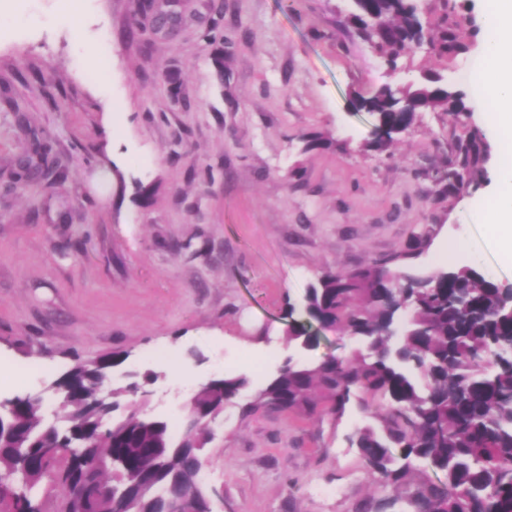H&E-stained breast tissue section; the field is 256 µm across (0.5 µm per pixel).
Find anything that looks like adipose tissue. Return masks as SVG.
Instances as JSON below:
<instances>
[{
    "mask_svg": "<svg viewBox=\"0 0 512 512\" xmlns=\"http://www.w3.org/2000/svg\"><path fill=\"white\" fill-rule=\"evenodd\" d=\"M483 67L472 80L482 87L470 105L487 126L512 136V0H486ZM495 194L486 208L475 213L489 227L501 253L512 257V161L501 163L494 175Z\"/></svg>",
    "mask_w": 512,
    "mask_h": 512,
    "instance_id": "adipose-tissue-1",
    "label": "adipose tissue"
}]
</instances>
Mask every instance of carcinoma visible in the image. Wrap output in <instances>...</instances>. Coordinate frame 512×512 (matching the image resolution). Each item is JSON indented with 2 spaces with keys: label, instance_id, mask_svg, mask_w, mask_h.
Wrapping results in <instances>:
<instances>
[{
  "label": "carcinoma",
  "instance_id": "obj_1",
  "mask_svg": "<svg viewBox=\"0 0 512 512\" xmlns=\"http://www.w3.org/2000/svg\"><path fill=\"white\" fill-rule=\"evenodd\" d=\"M356 7L361 35L391 67L413 42L426 39L414 0H359ZM430 43L447 55L466 50L455 23ZM403 96V112L397 95L383 88L361 99L378 131L369 149L384 150L415 111H467L459 93L430 78ZM461 150L467 170L480 161L482 142L470 136ZM407 300L411 321L393 348L384 330ZM305 310L325 330L361 337L366 351L342 361L286 363L253 406L312 414L322 401L328 414L340 418L356 396L379 422L359 429L355 439L371 483L391 488L413 512H512V358L498 349L512 339V303L498 281L468 265L427 282L371 267L326 271L307 289ZM284 334L289 344L311 348L317 342L295 320ZM71 359L70 393L60 401L70 431L52 427L24 401L0 419V512H113L117 500L131 512H162L166 500L191 485L201 487V455L176 451L168 422L151 423L134 413L112 423L96 471L80 448L56 454L98 426L101 374L123 362L124 354L88 360L74 352ZM246 385L244 377L220 379L197 393L189 415L197 424L218 418ZM432 471L444 478L433 479ZM79 480L86 484L83 494L64 499L67 486ZM102 481L112 484V496L100 493Z\"/></svg>",
  "mask_w": 512,
  "mask_h": 512
}]
</instances>
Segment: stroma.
<instances>
[{
    "label": "stroma",
    "instance_id": "35a3bbf8",
    "mask_svg": "<svg viewBox=\"0 0 512 512\" xmlns=\"http://www.w3.org/2000/svg\"><path fill=\"white\" fill-rule=\"evenodd\" d=\"M179 0L184 20L157 34L135 0H0L52 23L0 35V359L43 366L40 381L0 386V400L60 378L72 353L128 355L112 371L154 372L150 417L181 424L199 386L243 376L248 386L214 424L202 483L212 512H406L368 484L350 439L375 424L359 402L338 419L272 408L244 413L286 357L349 358L353 340L324 331L315 348L287 345L288 319L325 271L369 265L422 274L443 266L449 241L512 281L474 224L493 192L502 148L443 112L416 113L384 151L368 149L373 118L358 100L389 81L434 71L470 99L481 48L456 57L423 45L388 76L349 22L351 0ZM78 4L84 41L64 6ZM425 30L469 33L485 0H419ZM112 45L106 80L83 65L98 38ZM481 130L489 158L457 188L460 140ZM47 149L35 186L9 191L18 159ZM112 165L111 184L97 172ZM172 356L190 369L174 382Z\"/></svg>",
    "mask_w": 512,
    "mask_h": 512
}]
</instances>
